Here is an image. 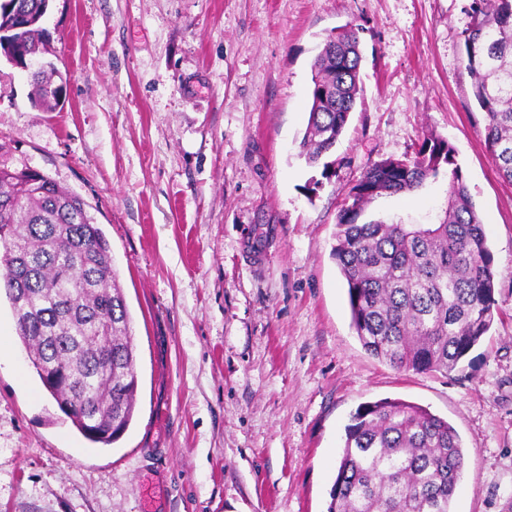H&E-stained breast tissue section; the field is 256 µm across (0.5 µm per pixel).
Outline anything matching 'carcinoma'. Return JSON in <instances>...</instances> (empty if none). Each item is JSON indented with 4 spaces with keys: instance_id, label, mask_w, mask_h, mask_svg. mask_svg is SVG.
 Here are the masks:
<instances>
[{
    "instance_id": "1",
    "label": "carcinoma",
    "mask_w": 512,
    "mask_h": 512,
    "mask_svg": "<svg viewBox=\"0 0 512 512\" xmlns=\"http://www.w3.org/2000/svg\"><path fill=\"white\" fill-rule=\"evenodd\" d=\"M47 0H0V56L19 65L49 52ZM462 32L466 70L485 115L484 138L512 181V0H471ZM359 29L328 37L314 62L299 147L307 162L329 153L361 92ZM63 75L32 76V103L51 109ZM448 175L445 206L429 224L359 223L382 195L413 193ZM338 216L337 265L352 326L371 356L404 371L449 374L489 331L495 272L484 224L455 150L430 134L413 155L369 167ZM0 288L46 391L84 438L104 447L128 430L138 376L131 318L110 246L82 199L51 178L0 162ZM463 469L455 428L428 409L380 399L357 409L345 438L327 512H453Z\"/></svg>"
}]
</instances>
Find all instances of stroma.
Returning a JSON list of instances; mask_svg holds the SVG:
<instances>
[{"instance_id":"1","label":"stroma","mask_w":512,"mask_h":512,"mask_svg":"<svg viewBox=\"0 0 512 512\" xmlns=\"http://www.w3.org/2000/svg\"><path fill=\"white\" fill-rule=\"evenodd\" d=\"M470 0H50L52 111L0 62V160L79 196L132 318L135 414L88 442L42 387L0 296V512H326L345 427L383 398L426 407L464 451L454 512H512V183L465 68ZM359 27L363 93L308 165L311 65ZM448 140L485 224L494 320L445 375L369 355L333 256L373 163ZM440 175L362 221L426 224Z\"/></svg>"}]
</instances>
